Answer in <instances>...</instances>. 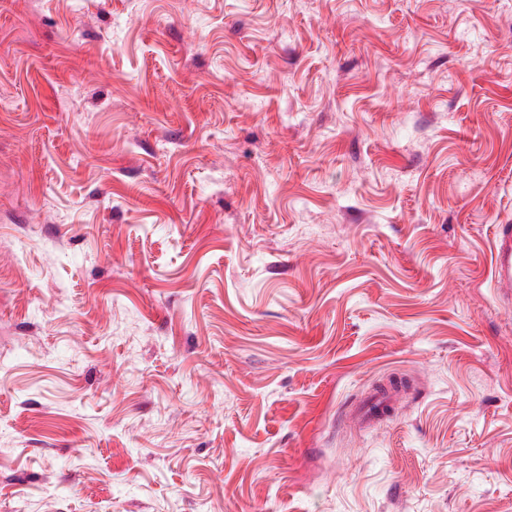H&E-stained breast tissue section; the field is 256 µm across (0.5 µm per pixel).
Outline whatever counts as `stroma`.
<instances>
[{
  "label": "stroma",
  "mask_w": 512,
  "mask_h": 512,
  "mask_svg": "<svg viewBox=\"0 0 512 512\" xmlns=\"http://www.w3.org/2000/svg\"><path fill=\"white\" fill-rule=\"evenodd\" d=\"M496 224L512 0H0V512H512ZM402 397V393L395 387L372 395L362 407L355 411L350 419L359 428H370L377 426L381 418L390 410Z\"/></svg>",
  "instance_id": "1"
}]
</instances>
